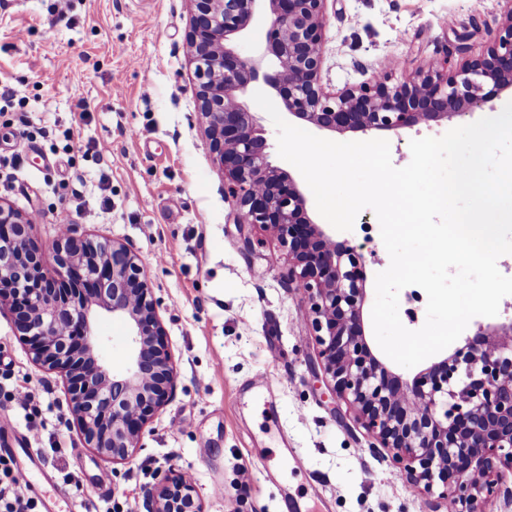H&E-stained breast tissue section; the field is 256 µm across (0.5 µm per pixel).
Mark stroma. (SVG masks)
I'll return each instance as SVG.
<instances>
[{"instance_id": "1", "label": "stroma", "mask_w": 512, "mask_h": 512, "mask_svg": "<svg viewBox=\"0 0 512 512\" xmlns=\"http://www.w3.org/2000/svg\"><path fill=\"white\" fill-rule=\"evenodd\" d=\"M52 0L0 6V85L14 106L0 113V199L41 212L32 234L53 267L61 224L127 244L145 269L174 355L177 383L134 458L114 464L81 442L59 374L34 365L0 313V417L13 437L39 449L56 512H144L159 473L192 469L205 512H429L427 497L370 452L355 410L335 396L312 362L316 332L309 303L286 281L288 257L276 238L249 250L224 196L197 113L194 66L185 45L189 0H73L65 18ZM503 0H326L320 79L330 91L358 86L386 66L412 76L442 47L464 41L479 54L501 23ZM50 110H43V102ZM512 91L439 124L385 131L393 166L411 160L410 142L501 112ZM111 152L96 160L97 145ZM372 209L334 240L360 246L368 263V343L376 275L390 264ZM100 354L122 370L126 327L101 317ZM274 379L275 404L262 386ZM36 394L24 415L14 387ZM252 474L240 484L241 468ZM81 481L73 495L69 480ZM223 494H215V485Z\"/></svg>"}]
</instances>
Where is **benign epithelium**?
<instances>
[{
  "mask_svg": "<svg viewBox=\"0 0 512 512\" xmlns=\"http://www.w3.org/2000/svg\"><path fill=\"white\" fill-rule=\"evenodd\" d=\"M186 33L196 100L224 195L237 224L272 232L288 255V285L310 303L319 367L335 395L357 413L375 454L436 497L435 508L475 512L480 500L512 498V320L478 326L451 354L405 378L375 356L364 331L366 263L308 217L295 179L269 162L255 113L241 101L263 80L289 116L339 133L398 131L463 116L512 87V0L484 51L453 67L435 61L395 81L384 72L330 92L320 81L325 0H190ZM265 4L263 56L274 69L235 51ZM32 214L0 199V311L31 360L67 384L68 407L87 447L114 464L129 462L148 425L168 404L177 372L155 297L138 257L125 245L74 237L53 244L46 273L32 236ZM108 314L127 327L126 367L110 369L94 331ZM145 512H204L197 487L169 471L144 497Z\"/></svg>",
  "mask_w": 512,
  "mask_h": 512,
  "instance_id": "7a95c632",
  "label": "benign epithelium"
}]
</instances>
